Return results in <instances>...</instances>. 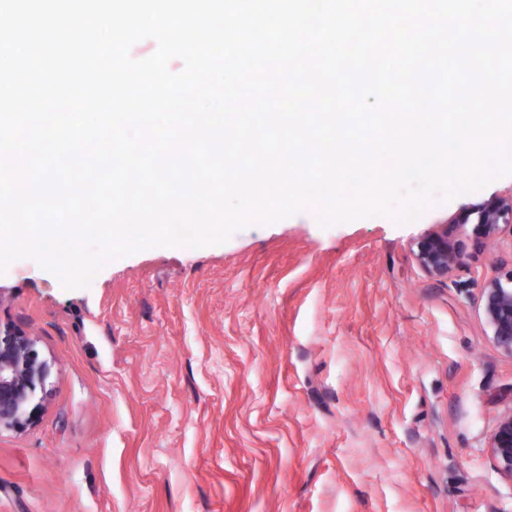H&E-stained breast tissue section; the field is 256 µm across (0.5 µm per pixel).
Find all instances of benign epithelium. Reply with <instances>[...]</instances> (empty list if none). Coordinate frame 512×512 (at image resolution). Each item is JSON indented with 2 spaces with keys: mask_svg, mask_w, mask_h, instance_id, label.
I'll return each mask as SVG.
<instances>
[{
  "mask_svg": "<svg viewBox=\"0 0 512 512\" xmlns=\"http://www.w3.org/2000/svg\"><path fill=\"white\" fill-rule=\"evenodd\" d=\"M473 215L477 233L490 240L501 225L512 223V196L463 210L454 223L468 224ZM414 255L428 275L442 278L461 263L464 246L440 229L418 240ZM477 307L493 343L512 356V271L503 280L493 278L483 284ZM49 376L50 364L33 337L13 327L0 328V429L23 430L35 423L48 397ZM489 453L496 469L512 479V413L498 421Z\"/></svg>",
  "mask_w": 512,
  "mask_h": 512,
  "instance_id": "obj_1",
  "label": "benign epithelium"
}]
</instances>
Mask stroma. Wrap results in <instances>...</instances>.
Instances as JSON below:
<instances>
[{"instance_id":"obj_1","label":"stroma","mask_w":512,"mask_h":512,"mask_svg":"<svg viewBox=\"0 0 512 512\" xmlns=\"http://www.w3.org/2000/svg\"><path fill=\"white\" fill-rule=\"evenodd\" d=\"M327 228L312 210L222 244L152 247L65 290L31 259L0 275V325L52 365L35 424L0 429V512H512L488 440L512 356L475 300L512 270V227L465 208ZM447 229L445 278L413 247ZM476 215V231L481 238L493 239L501 224L512 223V196L492 200L473 210H463L455 218L456 223L469 224L472 215Z\"/></svg>"}]
</instances>
